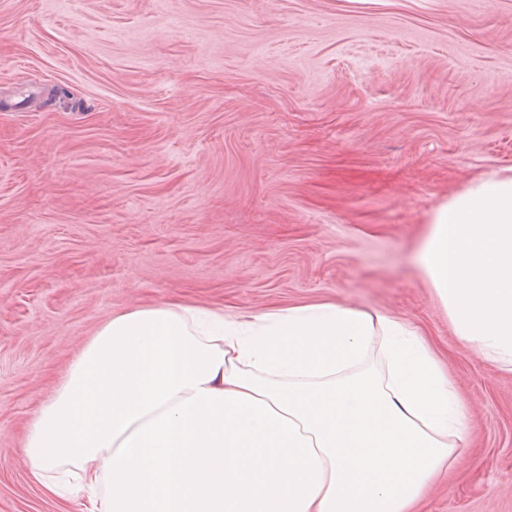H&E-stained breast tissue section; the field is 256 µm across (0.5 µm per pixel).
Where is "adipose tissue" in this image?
Returning <instances> with one entry per match:
<instances>
[{"instance_id":"obj_1","label":"adipose tissue","mask_w":512,"mask_h":512,"mask_svg":"<svg viewBox=\"0 0 512 512\" xmlns=\"http://www.w3.org/2000/svg\"><path fill=\"white\" fill-rule=\"evenodd\" d=\"M416 263L455 332L512 371V170L431 215ZM381 341L385 370L369 363ZM465 434L419 332L331 304L168 303L112 316L29 426L49 496L83 512H412Z\"/></svg>"}]
</instances>
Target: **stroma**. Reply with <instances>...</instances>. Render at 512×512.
<instances>
[{"label":"stroma","mask_w":512,"mask_h":512,"mask_svg":"<svg viewBox=\"0 0 512 512\" xmlns=\"http://www.w3.org/2000/svg\"><path fill=\"white\" fill-rule=\"evenodd\" d=\"M512 168V0H0V512H80L25 439L143 304L331 303L420 331L467 442L421 512H512V372L414 255Z\"/></svg>","instance_id":"1"}]
</instances>
